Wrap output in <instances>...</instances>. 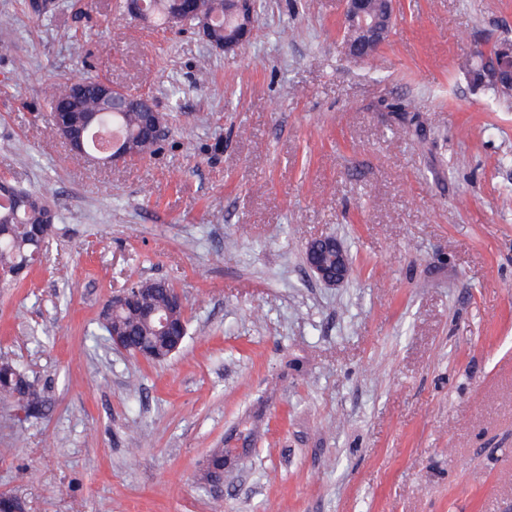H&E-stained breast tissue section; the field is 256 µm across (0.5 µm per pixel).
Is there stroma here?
Instances as JSON below:
<instances>
[{"mask_svg":"<svg viewBox=\"0 0 512 512\" xmlns=\"http://www.w3.org/2000/svg\"><path fill=\"white\" fill-rule=\"evenodd\" d=\"M114 6L0 0V178L58 217L48 257L0 282V360L49 405L0 404V493L25 512H512V100L464 69L512 40V0H396L364 61L340 0H256L229 54ZM61 75L150 96L158 151L70 157L46 104ZM324 235L351 258L335 287L305 265ZM149 278L186 307L162 362L100 337L102 306Z\"/></svg>","mask_w":512,"mask_h":512,"instance_id":"35a3bbf8","label":"stroma"}]
</instances>
